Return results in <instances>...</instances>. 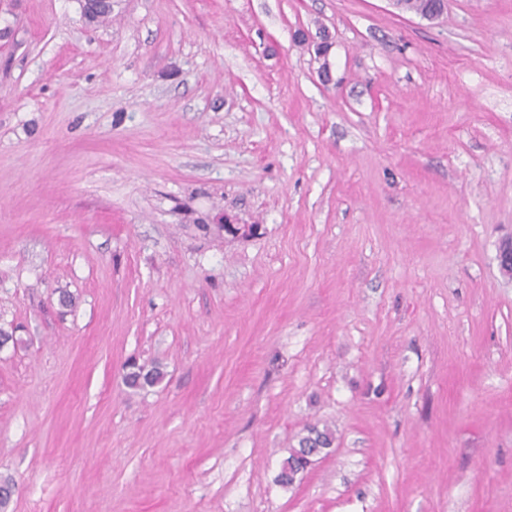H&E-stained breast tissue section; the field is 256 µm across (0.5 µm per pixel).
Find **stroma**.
<instances>
[{
    "label": "stroma",
    "mask_w": 512,
    "mask_h": 512,
    "mask_svg": "<svg viewBox=\"0 0 512 512\" xmlns=\"http://www.w3.org/2000/svg\"><path fill=\"white\" fill-rule=\"evenodd\" d=\"M510 236L512 0H0L7 512H512ZM163 377V371L159 365H154L146 370L143 366L131 365V371L126 376V384L130 388H144L159 382ZM307 434L298 441V448H290L289 456L283 461L277 481L285 486L292 485L297 476L306 469V456L313 452L322 453L333 444V436L328 430L316 426L306 429Z\"/></svg>",
    "instance_id": "stroma-1"
}]
</instances>
